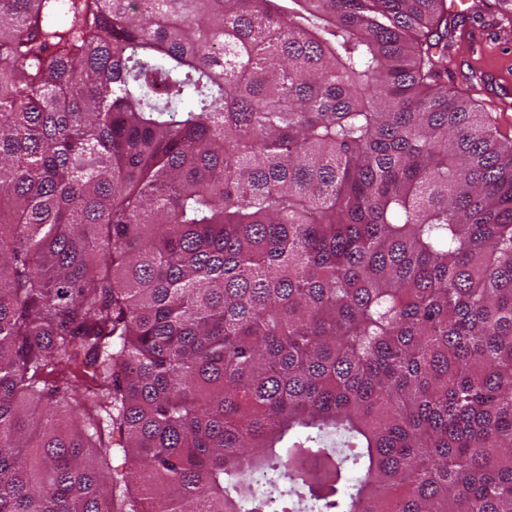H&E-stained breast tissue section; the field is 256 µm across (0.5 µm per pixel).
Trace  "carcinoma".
Masks as SVG:
<instances>
[{
  "instance_id": "obj_1",
  "label": "carcinoma",
  "mask_w": 512,
  "mask_h": 512,
  "mask_svg": "<svg viewBox=\"0 0 512 512\" xmlns=\"http://www.w3.org/2000/svg\"><path fill=\"white\" fill-rule=\"evenodd\" d=\"M456 27L0 0V512H512V141Z\"/></svg>"
}]
</instances>
